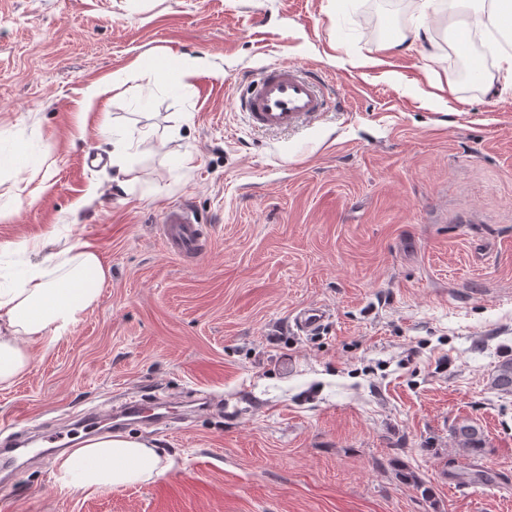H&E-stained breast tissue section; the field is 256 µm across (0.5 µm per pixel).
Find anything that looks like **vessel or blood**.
I'll return each instance as SVG.
<instances>
[{
  "label": "vessel or blood",
  "instance_id": "1",
  "mask_svg": "<svg viewBox=\"0 0 512 512\" xmlns=\"http://www.w3.org/2000/svg\"><path fill=\"white\" fill-rule=\"evenodd\" d=\"M239 103L254 128L273 132L314 123L326 108L320 80L288 61L261 69L247 80ZM164 222L165 243L170 253L184 259H196L206 253V228L190 208H167ZM325 319L322 308L310 306L297 313L294 326L299 332L310 334L319 330Z\"/></svg>",
  "mask_w": 512,
  "mask_h": 512
}]
</instances>
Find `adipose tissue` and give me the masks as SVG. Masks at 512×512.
Listing matches in <instances>:
<instances>
[{"label":"adipose tissue","mask_w":512,"mask_h":512,"mask_svg":"<svg viewBox=\"0 0 512 512\" xmlns=\"http://www.w3.org/2000/svg\"><path fill=\"white\" fill-rule=\"evenodd\" d=\"M449 9H470L474 29L512 31V0H447ZM38 263L0 283V389L10 387L30 366L28 342L65 333L100 300L109 274L88 243L76 239L63 252L32 244ZM56 479L69 489L101 492L149 482L166 464L147 441L104 434L87 438L55 459Z\"/></svg>","instance_id":"1"}]
</instances>
